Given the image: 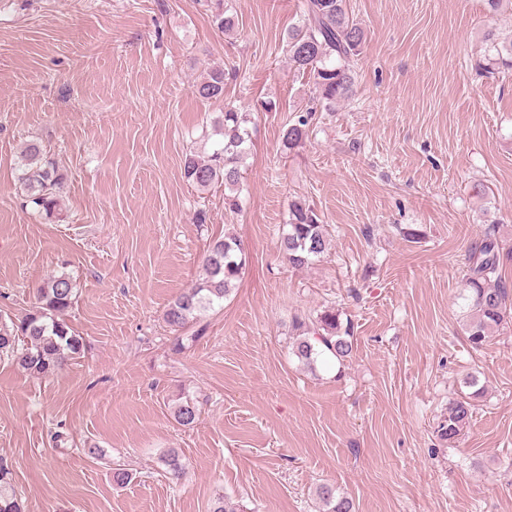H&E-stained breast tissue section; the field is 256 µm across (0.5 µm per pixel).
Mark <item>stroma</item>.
Returning a JSON list of instances; mask_svg holds the SVG:
<instances>
[{"label": "stroma", "instance_id": "35a3bbf8", "mask_svg": "<svg viewBox=\"0 0 512 512\" xmlns=\"http://www.w3.org/2000/svg\"><path fill=\"white\" fill-rule=\"evenodd\" d=\"M348 6L366 34L354 94L286 151L283 127L314 96L284 53L301 0H235L229 34L206 0H0V317L66 271L85 344L48 378L0 359V461L25 512H211L221 495L245 512H319L323 483L357 512H512V323L477 351L460 327L472 246L493 224L512 251V77L472 68L512 37V11ZM215 66L224 96L200 98ZM268 100L275 111H257ZM228 107L250 113L253 141L236 214L223 188L183 176ZM32 140L64 174L60 218L27 206L17 180ZM295 201L331 239L300 269L278 252ZM228 232L245 270L173 352L163 311ZM327 306L351 321L353 352L313 374L291 354L292 323ZM468 374L485 393L448 445L435 428ZM183 394L201 410L190 428L173 417Z\"/></svg>", "mask_w": 512, "mask_h": 512}]
</instances>
